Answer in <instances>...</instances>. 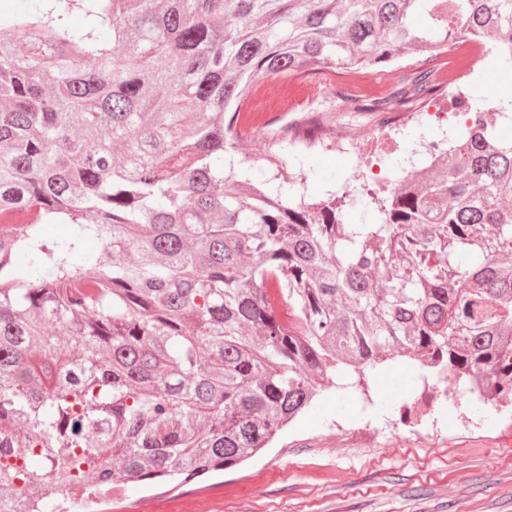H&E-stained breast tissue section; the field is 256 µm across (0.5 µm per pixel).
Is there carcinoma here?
Returning <instances> with one entry per match:
<instances>
[{"mask_svg": "<svg viewBox=\"0 0 512 512\" xmlns=\"http://www.w3.org/2000/svg\"><path fill=\"white\" fill-rule=\"evenodd\" d=\"M17 2L0 11V512H59L52 482L231 470L316 383L384 355L512 396V139L481 100L444 156L366 192L369 224L345 222L348 182L288 194L283 159L327 139L316 113L272 134L264 179L236 154L272 74L465 40L512 67V0ZM441 85L426 68L352 111L384 125Z\"/></svg>", "mask_w": 512, "mask_h": 512, "instance_id": "carcinoma-1", "label": "carcinoma"}]
</instances>
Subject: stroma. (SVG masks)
Listing matches in <instances>:
<instances>
[{
  "label": "stroma",
  "mask_w": 512,
  "mask_h": 512,
  "mask_svg": "<svg viewBox=\"0 0 512 512\" xmlns=\"http://www.w3.org/2000/svg\"><path fill=\"white\" fill-rule=\"evenodd\" d=\"M421 60L406 50L380 68L268 78L255 103L269 98L291 115L314 108L334 117L331 136L358 144L346 153L317 147L289 156L306 175L301 189L309 198L350 178L382 187L402 166H421L428 142L459 136L461 125L432 117L447 103L440 95L423 103V121L399 128L393 143L373 156L368 143L375 124L335 95L339 89L388 94L419 70ZM464 90L490 107L511 101L512 68L478 55ZM419 381L417 365L405 358L381 363L362 380L345 375L269 448L235 469L176 491L128 484L113 495L112 512L148 496L161 502L201 497L205 512H512V404L480 405L460 385L414 435L392 410Z\"/></svg>",
  "instance_id": "stroma-1"
}]
</instances>
